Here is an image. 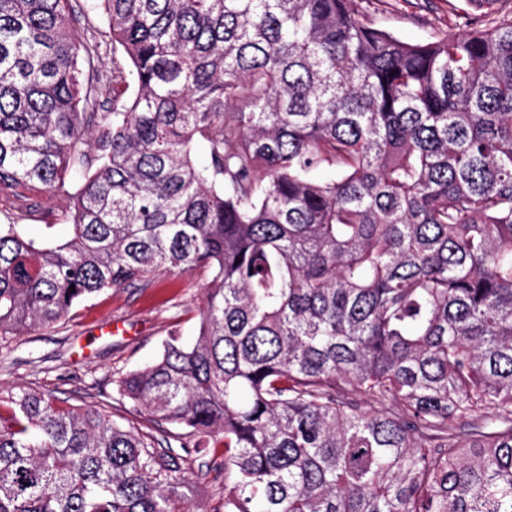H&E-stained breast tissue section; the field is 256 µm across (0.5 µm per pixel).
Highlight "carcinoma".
I'll list each match as a JSON object with an SVG mask.
<instances>
[{"label":"carcinoma","instance_id":"obj_1","mask_svg":"<svg viewBox=\"0 0 512 512\" xmlns=\"http://www.w3.org/2000/svg\"><path fill=\"white\" fill-rule=\"evenodd\" d=\"M99 2L110 111L83 0H0V193L82 182L65 241L0 224V335L202 271L195 340L117 386L224 448V512H512V12L411 44L354 0ZM187 466L0 390V512H189Z\"/></svg>","mask_w":512,"mask_h":512}]
</instances>
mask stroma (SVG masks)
Returning a JSON list of instances; mask_svg holds the SVG:
<instances>
[{
  "instance_id": "stroma-1",
  "label": "stroma",
  "mask_w": 512,
  "mask_h": 512,
  "mask_svg": "<svg viewBox=\"0 0 512 512\" xmlns=\"http://www.w3.org/2000/svg\"><path fill=\"white\" fill-rule=\"evenodd\" d=\"M376 27L409 43L465 30L476 11L470 0H356ZM27 218L31 235L45 225L68 230L70 198L38 194ZM207 278L202 273H164L144 288L107 290L75 306L59 322L16 336H0V389L21 386L54 391L73 405L105 407L125 425L148 430L144 413L123 399L116 380L158 354L170 335L194 338ZM186 493L191 512H224L223 476L213 457L191 458Z\"/></svg>"
}]
</instances>
